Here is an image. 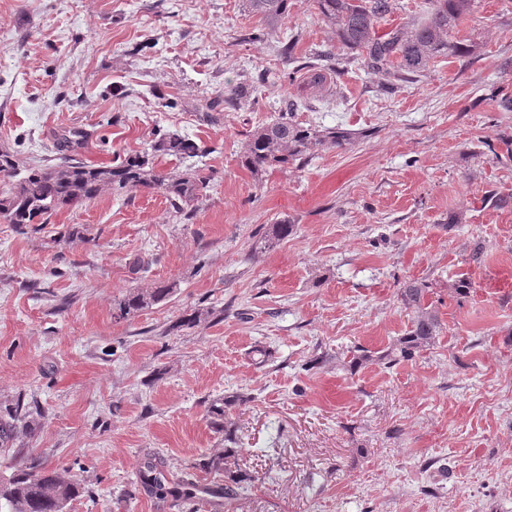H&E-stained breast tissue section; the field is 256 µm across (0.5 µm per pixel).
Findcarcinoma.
Wrapping results in <instances>:
<instances>
[{
	"mask_svg": "<svg viewBox=\"0 0 512 512\" xmlns=\"http://www.w3.org/2000/svg\"><path fill=\"white\" fill-rule=\"evenodd\" d=\"M250 12L273 22L285 14L288 0H246ZM472 0H429L422 17L407 28H394L381 35L378 26L396 9V0H315L319 17L336 35V42L356 55L369 70L381 74L390 86L423 71L431 60L441 55L469 52L462 42L453 38L454 28L471 9ZM336 55L329 51L317 54L310 84L320 86L326 72L334 69ZM254 85H228L224 103L230 108L250 100ZM357 138L356 133L336 128H309L293 120V105H288L277 120L249 135L242 164L252 175L259 176L271 168H285L288 163L306 160L312 149L331 145L342 146ZM74 139L57 143L60 156L50 163L45 158L25 169L18 168L12 155L0 154V215L21 228L45 224L53 213L63 207L80 205L108 189L117 194L141 189H159L165 195L172 213L184 215L185 206L197 201L208 188L206 179L195 173L179 175L158 173L152 168L149 155L127 154L112 166L94 167L70 154L63 153ZM154 153L188 160L205 154L203 147L176 130L164 133L151 145ZM294 225L287 222L271 225L264 243L288 238ZM173 282H159L146 288H131L117 302L116 318L125 319L146 308L166 301L174 292ZM427 284L408 281L399 289L405 309L412 313L406 333L375 357L363 350L352 355L349 367L377 359L393 366L409 360L430 346L438 336L441 324L436 312L425 298ZM244 401L241 394L212 399L206 406V418L212 429L224 434V447L200 456L187 467L179 479L164 473L162 462L148 458L138 467L140 486L155 499L182 509L198 501L214 503L231 512L233 505L251 488L256 477L242 470L237 428L226 419L229 408ZM41 416L37 402L15 403L0 409V447L13 442L18 431H30ZM220 478L218 482L201 483L198 474ZM85 493V487L65 469L48 468L41 459L26 451L16 452V466L11 479L0 485V502L7 512H66L70 503Z\"/></svg>",
	"mask_w": 512,
	"mask_h": 512,
	"instance_id": "1",
	"label": "carcinoma"
}]
</instances>
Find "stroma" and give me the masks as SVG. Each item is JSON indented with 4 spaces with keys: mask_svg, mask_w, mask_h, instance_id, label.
I'll return each mask as SVG.
<instances>
[{
    "mask_svg": "<svg viewBox=\"0 0 512 512\" xmlns=\"http://www.w3.org/2000/svg\"><path fill=\"white\" fill-rule=\"evenodd\" d=\"M263 26L268 40L241 41ZM454 35L473 55L436 58L395 92L357 63L313 88L316 52L337 47L313 0H288L269 26L245 0H0V152L53 156L74 129L87 135L76 156L109 166L176 129L206 153L154 157L156 171L210 179L186 219L157 190L103 192L37 232L0 218V405L22 395L45 411L0 447V484L23 448L86 487L69 512H169L137 461L179 476L223 440L208 401L238 392L228 417L256 477L238 512H512V309L490 286L512 269V209L485 202L512 193V0H474ZM291 36L302 69L289 83L276 45ZM243 81L258 104L204 121ZM289 103L302 125L357 138L254 178L247 137ZM283 219L293 234L262 248ZM410 280L429 285L435 343L349 369L354 347L406 332ZM159 281L177 285L167 302L116 319L125 291ZM258 345L272 353L261 365Z\"/></svg>",
    "mask_w": 512,
    "mask_h": 512,
    "instance_id": "35a3bbf8",
    "label": "stroma"
}]
</instances>
